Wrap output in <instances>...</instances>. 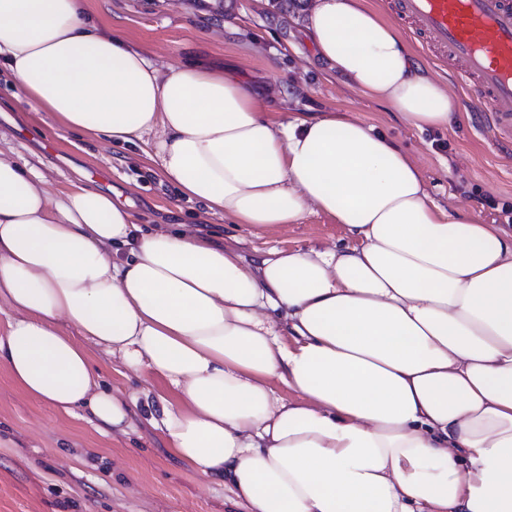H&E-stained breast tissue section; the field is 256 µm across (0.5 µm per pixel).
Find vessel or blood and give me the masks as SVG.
I'll return each instance as SVG.
<instances>
[{
    "label": "vessel or blood",
    "instance_id": "obj_1",
    "mask_svg": "<svg viewBox=\"0 0 512 512\" xmlns=\"http://www.w3.org/2000/svg\"><path fill=\"white\" fill-rule=\"evenodd\" d=\"M422 44L451 63L484 123L512 135V0H390Z\"/></svg>",
    "mask_w": 512,
    "mask_h": 512
}]
</instances>
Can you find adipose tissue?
Here are the masks:
<instances>
[{"mask_svg":"<svg viewBox=\"0 0 512 512\" xmlns=\"http://www.w3.org/2000/svg\"><path fill=\"white\" fill-rule=\"evenodd\" d=\"M316 57L413 128L457 105L371 0H311ZM0 69L40 121L152 142L187 200L264 232L308 214L347 245L246 259L180 225L144 230L90 184L50 196L0 158V363L104 431L131 406L97 347L164 379L145 401L170 453L240 512H512V233L435 203L410 154L339 112L273 99L197 62L159 69L85 0H0Z\"/></svg>","mask_w":512,"mask_h":512,"instance_id":"obj_1","label":"adipose tissue"}]
</instances>
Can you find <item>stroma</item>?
<instances>
[{
	"label": "stroma",
	"instance_id": "1",
	"mask_svg": "<svg viewBox=\"0 0 512 512\" xmlns=\"http://www.w3.org/2000/svg\"><path fill=\"white\" fill-rule=\"evenodd\" d=\"M105 30L122 34L157 68L198 60L233 68L259 92L277 90L273 109L291 115L341 112L375 126L409 152L432 199L498 224L512 205V143L493 141L461 81L422 45L418 63L457 100L455 122L421 132L382 102L346 87L321 64L298 20L309 0H87ZM0 154L40 172L49 191L91 182L127 201L140 223L186 224L248 258L271 248L328 247L345 241L341 225L321 214L251 235L181 197L157 163L133 147L60 137L17 102L0 78ZM102 384L143 398L171 396L166 383L92 352ZM0 512H237L223 483L173 457L160 421L134 408L126 432H101L25 395L0 364Z\"/></svg>",
	"mask_w": 512,
	"mask_h": 512
}]
</instances>
